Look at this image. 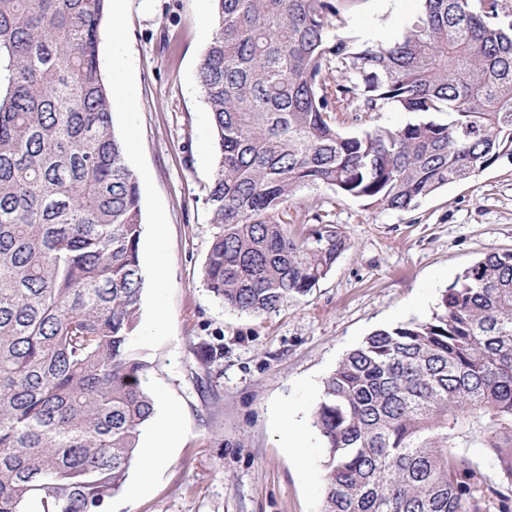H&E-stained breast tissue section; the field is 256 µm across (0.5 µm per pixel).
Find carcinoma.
<instances>
[{
    "label": "carcinoma",
    "mask_w": 512,
    "mask_h": 512,
    "mask_svg": "<svg viewBox=\"0 0 512 512\" xmlns=\"http://www.w3.org/2000/svg\"><path fill=\"white\" fill-rule=\"evenodd\" d=\"M212 2L202 280L225 307L274 312L349 248L328 214L291 213L304 188L409 212L512 165L508 0H422L388 43L346 34L357 0ZM106 7L0 0V512H102L155 412L136 346L140 187L99 60ZM388 106L420 119L343 129ZM313 426L320 512H512V252L466 269L429 319L350 350Z\"/></svg>",
    "instance_id": "carcinoma-1"
}]
</instances>
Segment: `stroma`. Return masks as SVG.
<instances>
[{
	"label": "stroma",
	"mask_w": 512,
	"mask_h": 512,
	"mask_svg": "<svg viewBox=\"0 0 512 512\" xmlns=\"http://www.w3.org/2000/svg\"><path fill=\"white\" fill-rule=\"evenodd\" d=\"M129 102L116 135L141 192L145 277L139 340L158 414H176L166 467L145 493L107 512H319L322 448L312 409L323 378L373 331L431 316L443 292L486 253L512 251V166L445 186L411 212L363 207L306 188L290 204L323 211L350 247L312 291L261 316L214 299L201 279L213 230L207 195L217 150L197 73L214 29L211 0H120ZM420 0H358L356 35L397 39ZM221 345L205 366L201 344ZM295 424L300 446L288 445Z\"/></svg>",
	"instance_id": "35a3bbf8"
}]
</instances>
